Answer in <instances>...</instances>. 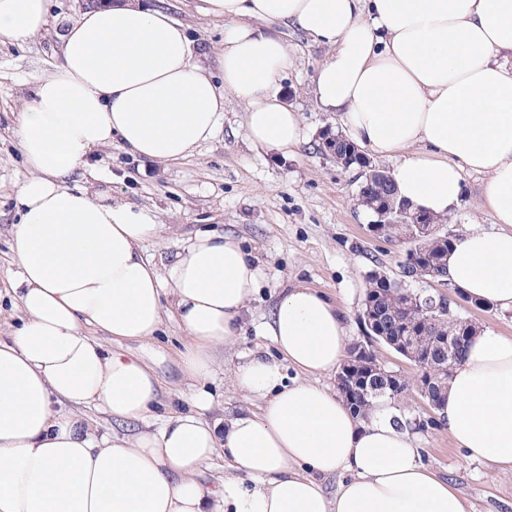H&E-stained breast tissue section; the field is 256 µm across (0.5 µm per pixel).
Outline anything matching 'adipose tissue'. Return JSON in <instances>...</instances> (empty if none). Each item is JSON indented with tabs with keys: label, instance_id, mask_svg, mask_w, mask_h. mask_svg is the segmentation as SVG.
<instances>
[{
	"label": "adipose tissue",
	"instance_id": "1",
	"mask_svg": "<svg viewBox=\"0 0 512 512\" xmlns=\"http://www.w3.org/2000/svg\"><path fill=\"white\" fill-rule=\"evenodd\" d=\"M198 11L228 27L222 83L166 9L113 0L66 26L60 63L19 114L29 175L9 285L23 316L0 339V512H471L421 462L396 412L362 420L315 384L341 364L346 329L307 287L284 292L265 325L278 359L255 354L233 372L237 389L262 399L258 410L207 421L212 396L200 390L193 411L158 415L159 380L122 342L154 336L172 296L188 336L182 371L210 375L261 269L216 232L158 269L143 249L155 215L78 180L115 140L153 161L190 156L223 129L228 94L245 107L252 145L294 153L305 130L277 88L291 63L279 30L293 29L328 49L317 104L393 160L399 198L445 217L464 172L486 175L481 204L503 229L453 243L444 278L512 311V0H201ZM49 13L50 0H0V42L42 33ZM287 364L301 381L286 384ZM88 406L145 429L96 434ZM435 411L467 460L512 470V336L477 329ZM218 457L230 473L216 486L205 472Z\"/></svg>",
	"mask_w": 512,
	"mask_h": 512
}]
</instances>
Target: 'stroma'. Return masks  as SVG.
I'll use <instances>...</instances> for the list:
<instances>
[{
    "mask_svg": "<svg viewBox=\"0 0 512 512\" xmlns=\"http://www.w3.org/2000/svg\"><path fill=\"white\" fill-rule=\"evenodd\" d=\"M166 3L190 40L217 50L224 45V24L197 14L192 0ZM87 0H52L48 29L22 43H0V336L9 335L18 311L9 289L13 268L11 224L17 210L16 188L26 173L16 139L18 115L31 88L52 74L60 61L59 31L87 8ZM282 36L293 48V61L280 85L287 103L301 115L306 141L291 155L250 145L244 134L245 109L233 98L224 102V130L211 142L175 162H150L129 153L120 142L96 149L92 163L106 173L114 198L153 212L161 230L144 243L146 255L165 268L189 238L203 232H226L255 258L262 277L255 297L243 311L233 339L215 352L212 375L195 382L185 378L179 352L186 341L173 312H166L157 336L125 342L144 355L161 384L160 413L186 411L197 389L211 393L205 416L229 418L258 409L260 399L245 396L233 384L234 368L252 353L276 356L264 325L284 289L305 285L325 294L345 312L348 341H363L360 322L367 277L377 271L397 277L409 242H388L371 235V218L358 200V170L347 169L318 149L325 127L343 129L340 113L321 111L313 84L327 50L291 30ZM485 178L464 176L459 206L441 231L455 241L468 231H497L492 215L481 208ZM379 361L397 372L408 388L392 407L415 440L424 465L447 478L473 512H512V472L467 461L446 427L417 388L419 369L383 344Z\"/></svg>",
    "mask_w": 512,
    "mask_h": 512,
    "instance_id": "obj_1",
    "label": "stroma"
}]
</instances>
